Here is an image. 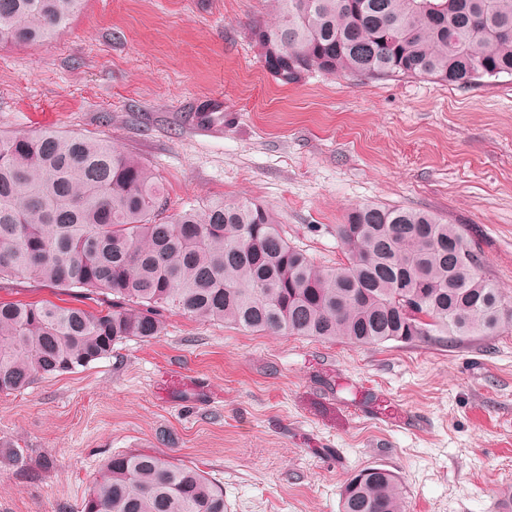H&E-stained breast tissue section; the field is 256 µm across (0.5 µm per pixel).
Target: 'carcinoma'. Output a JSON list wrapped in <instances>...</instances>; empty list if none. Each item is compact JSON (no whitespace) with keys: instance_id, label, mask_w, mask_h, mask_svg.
I'll return each mask as SVG.
<instances>
[{"instance_id":"carcinoma-1","label":"carcinoma","mask_w":512,"mask_h":512,"mask_svg":"<svg viewBox=\"0 0 512 512\" xmlns=\"http://www.w3.org/2000/svg\"><path fill=\"white\" fill-rule=\"evenodd\" d=\"M252 39L271 74L512 77V0H273ZM83 0H0V46L52 38ZM346 261L316 265L282 236L274 211L241 200L168 212L157 175L103 140L0 133V278L25 275L112 295V309L0 302V393L85 367L162 333L173 307L273 335L462 342L512 332V296L481 273L463 226L427 210L365 205L337 225ZM200 469L118 452L84 512H224ZM341 512H406L397 476L356 472Z\"/></svg>"}]
</instances>
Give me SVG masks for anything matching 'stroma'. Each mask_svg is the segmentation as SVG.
<instances>
[{
	"mask_svg": "<svg viewBox=\"0 0 512 512\" xmlns=\"http://www.w3.org/2000/svg\"><path fill=\"white\" fill-rule=\"evenodd\" d=\"M272 0H84L52 39L0 47V131L107 141L158 176L170 211L250 199L318 265L349 208L464 225L512 291V78L313 73L281 84L250 27ZM221 99L224 127L193 115ZM89 311L104 296L25 276L0 302ZM160 336L0 393V512H82L117 452L198 467L226 512H339L355 472L400 480L407 512H512V333L359 347L168 311Z\"/></svg>",
	"mask_w": 512,
	"mask_h": 512,
	"instance_id": "stroma-1",
	"label": "stroma"
}]
</instances>
